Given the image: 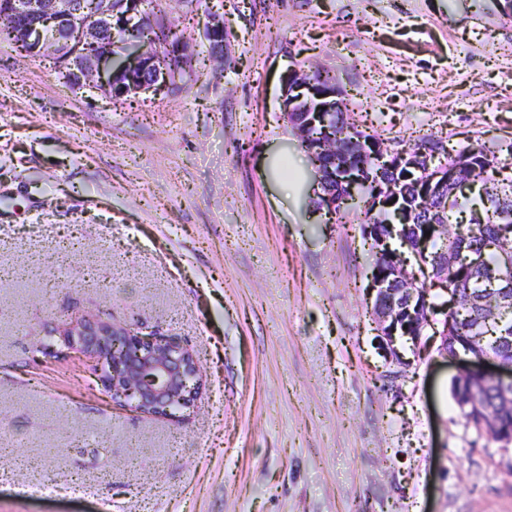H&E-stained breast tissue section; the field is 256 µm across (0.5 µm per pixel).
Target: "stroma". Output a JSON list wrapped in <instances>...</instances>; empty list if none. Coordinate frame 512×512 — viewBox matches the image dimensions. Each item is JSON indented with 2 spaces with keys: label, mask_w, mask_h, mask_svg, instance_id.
I'll list each match as a JSON object with an SVG mask.
<instances>
[{
  "label": "stroma",
  "mask_w": 512,
  "mask_h": 512,
  "mask_svg": "<svg viewBox=\"0 0 512 512\" xmlns=\"http://www.w3.org/2000/svg\"><path fill=\"white\" fill-rule=\"evenodd\" d=\"M501 2L224 0L216 59L195 0L170 21L198 78L112 105L0 41V512H512V445L466 424L440 337L377 346L360 209L316 207L283 117L290 73L324 69L388 149L512 176ZM70 314L187 346L194 407L113 404Z\"/></svg>",
  "instance_id": "obj_1"
}]
</instances>
